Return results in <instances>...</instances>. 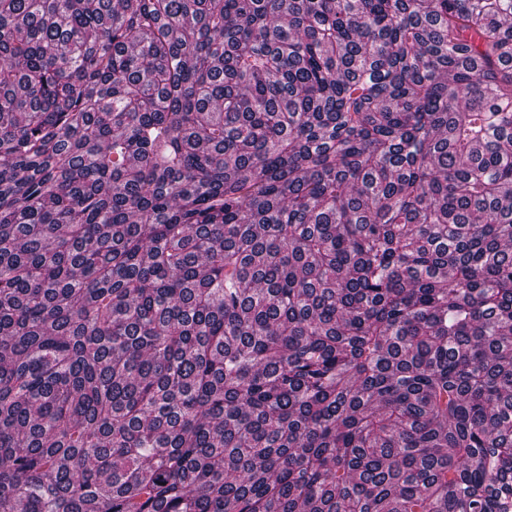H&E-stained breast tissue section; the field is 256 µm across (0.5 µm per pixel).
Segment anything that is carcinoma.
Wrapping results in <instances>:
<instances>
[{
    "instance_id": "cac0c4a2",
    "label": "carcinoma",
    "mask_w": 512,
    "mask_h": 512,
    "mask_svg": "<svg viewBox=\"0 0 512 512\" xmlns=\"http://www.w3.org/2000/svg\"><path fill=\"white\" fill-rule=\"evenodd\" d=\"M0 512H512V0H0Z\"/></svg>"
}]
</instances>
